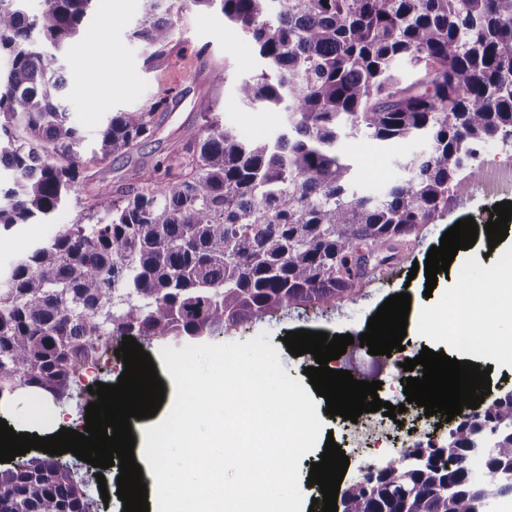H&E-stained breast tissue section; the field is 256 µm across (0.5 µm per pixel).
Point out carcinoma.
Masks as SVG:
<instances>
[{"label":"carcinoma","instance_id":"cac0c4a2","mask_svg":"<svg viewBox=\"0 0 512 512\" xmlns=\"http://www.w3.org/2000/svg\"><path fill=\"white\" fill-rule=\"evenodd\" d=\"M96 0H0V226L49 220L86 180L84 137L60 103L59 50L90 36ZM166 0H144L133 38L171 42ZM220 3L263 62L236 86L239 104L282 108L287 125L246 140L208 100L201 124L127 182L79 200L88 218L62 224L0 273V397L83 392L82 371L112 341L143 346L223 335L283 311L335 307L405 259L422 229L448 214L478 175L484 146L512 129V0H192ZM404 63L418 78L398 70ZM168 99L114 112L92 159L151 137ZM421 139L411 177L376 195L353 190L342 140ZM441 447L410 448L347 486L338 512H485L512 497V398L494 397L448 429ZM87 476L59 458L0 468V512H93Z\"/></svg>","mask_w":512,"mask_h":512}]
</instances>
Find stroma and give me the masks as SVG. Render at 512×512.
<instances>
[{"label":"stroma","mask_w":512,"mask_h":512,"mask_svg":"<svg viewBox=\"0 0 512 512\" xmlns=\"http://www.w3.org/2000/svg\"><path fill=\"white\" fill-rule=\"evenodd\" d=\"M175 21L174 35L168 49L158 58H149L143 45L134 40L132 31L142 19L143 0H97L89 22L90 28L109 26L113 55L125 78L124 85H112L107 68L91 59L92 43L82 42L67 47L58 55L66 78L64 103L71 121L84 136V159L89 162V178L80 186L81 196L102 188L125 183L135 170L150 167L161 155L174 149L187 127L197 123V104L212 101L214 110L238 135L247 139H264L285 123L286 114L279 110L258 111L235 101L237 81L254 72L257 57L248 39L235 27L225 25L217 9H203L186 4L185 0H170ZM228 65L223 84L210 77L213 66ZM169 94V108L160 118L154 136L133 150L113 156L103 163L93 161L91 150L98 130L112 113L140 108L161 92ZM342 149L356 164L355 186L359 192L377 195L387 186L407 177L403 162L426 149L420 140H411L395 147H381L366 140H349ZM494 202L469 194L460 195L456 206L437 223L427 225L415 243L405 263L383 280L371 283L327 311H307L300 315L288 311L274 318L253 321L246 328L225 335V342H244L261 332H268L269 342L278 349L282 367L290 378L308 384L305 367L311 366L309 355L292 356L283 339L287 332L301 329L331 335L360 336L366 332L370 317L392 295L408 292L416 306L438 310L455 287L454 279L438 273L437 285L431 297H424V273H412V262H425L431 247L439 245L444 232L461 219L470 217L477 224L488 222ZM77 204H69L55 214L52 223L32 221L0 229V269H8L32 247L50 239L58 225L83 221ZM84 393L60 402L44 400V407L55 417L51 428L33 429L29 422L31 408L26 395L16 394L0 403V419L6 420L16 432H38L46 437L70 428L83 431L86 407L93 402ZM325 430L331 431L335 442L350 460L344 484L357 480L370 459L362 449L353 447L351 431L342 417L322 418Z\"/></svg>","instance_id":"obj_1"}]
</instances>
